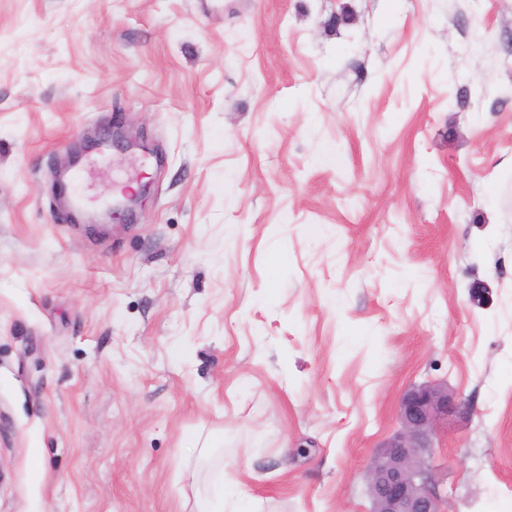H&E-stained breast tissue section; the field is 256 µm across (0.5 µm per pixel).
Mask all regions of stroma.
<instances>
[{"mask_svg":"<svg viewBox=\"0 0 512 512\" xmlns=\"http://www.w3.org/2000/svg\"><path fill=\"white\" fill-rule=\"evenodd\" d=\"M427 380L512 512V0H0V512H370Z\"/></svg>","mask_w":512,"mask_h":512,"instance_id":"stroma-1","label":"stroma"}]
</instances>
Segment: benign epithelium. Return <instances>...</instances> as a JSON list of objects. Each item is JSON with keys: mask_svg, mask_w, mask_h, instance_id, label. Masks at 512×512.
Here are the masks:
<instances>
[{"mask_svg": "<svg viewBox=\"0 0 512 512\" xmlns=\"http://www.w3.org/2000/svg\"><path fill=\"white\" fill-rule=\"evenodd\" d=\"M466 402L438 382L413 385L402 394L399 429L386 441L367 472L371 512H443L438 469L430 448Z\"/></svg>", "mask_w": 512, "mask_h": 512, "instance_id": "1", "label": "benign epithelium"}]
</instances>
